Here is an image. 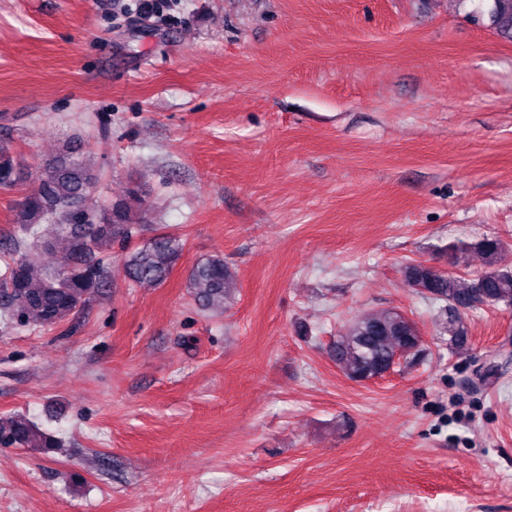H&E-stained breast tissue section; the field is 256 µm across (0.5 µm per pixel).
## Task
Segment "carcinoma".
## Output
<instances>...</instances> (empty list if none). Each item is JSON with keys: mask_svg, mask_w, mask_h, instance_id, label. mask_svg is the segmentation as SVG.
<instances>
[{"mask_svg": "<svg viewBox=\"0 0 512 512\" xmlns=\"http://www.w3.org/2000/svg\"><path fill=\"white\" fill-rule=\"evenodd\" d=\"M493 27L512 38V0H494ZM21 168L10 148L0 144V187L16 186ZM98 175L67 148L40 174L36 192L26 196L15 213V223L26 238H37L42 224H53L61 238L68 241L66 253L51 266H36L31 252L21 241L13 243L17 257L0 274V313L12 326H52L65 321L92 296L109 287L108 272L100 257L103 247L126 241L139 230L129 222L128 207L119 198L108 203L93 201ZM183 251L180 240L160 234L144 247L123 257L126 275L135 284H159L164 281ZM484 260V268L475 275L444 274L421 262L405 268L406 281L420 293L448 304V349L455 350L467 341L465 311L481 306H512V268L503 264L504 242L486 236L475 242L450 243V264L457 266L469 253ZM482 280V298L476 300V280ZM190 285L206 307L224 301L232 286V274L224 258L216 256L194 268ZM421 336L415 324L389 309L366 312L357 317L338 336L332 350L336 365L353 381L378 374L398 352L404 358H416L422 352ZM0 445L40 448L52 452L61 446L54 435L43 431L21 416L0 417Z\"/></svg>", "mask_w": 512, "mask_h": 512, "instance_id": "cac0c4a2", "label": "carcinoma"}]
</instances>
